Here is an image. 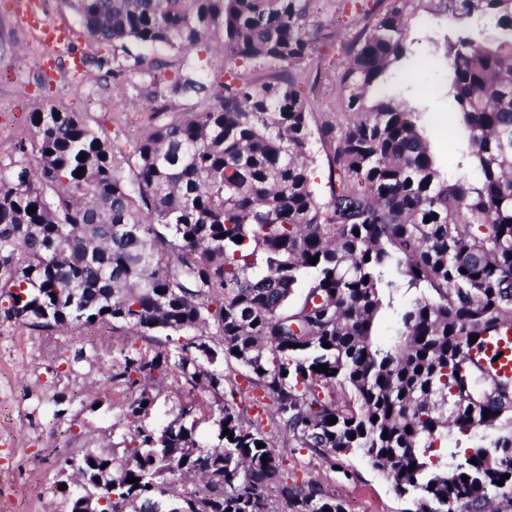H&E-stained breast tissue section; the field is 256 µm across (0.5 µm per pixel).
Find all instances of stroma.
<instances>
[{"label":"stroma","mask_w":512,"mask_h":512,"mask_svg":"<svg viewBox=\"0 0 512 512\" xmlns=\"http://www.w3.org/2000/svg\"><path fill=\"white\" fill-rule=\"evenodd\" d=\"M0 0V160L30 137L32 112L61 106L90 116L111 138L115 151H132L136 139L155 122L154 88L140 67L161 58L167 75L181 64L178 53L162 46L141 48V63L115 56L124 74L112 79L93 64L70 69L66 61L78 52L88 58L113 56L112 47L89 38L64 0H43L45 20L73 33L72 42L48 50L37 34L20 23ZM311 20L319 33L313 43L310 71L320 74L315 86H304L315 123L341 117L339 76L348 63V47L376 10L375 0H314ZM447 68L439 52L420 44L414 57L393 68L387 87L405 91L411 103L426 107L424 135L441 167L458 156L467 134L442 96ZM126 342L111 327L82 334L58 332L46 337L0 322V432L14 439V455L0 454V468L16 464L7 491L18 501L17 512H66L78 484L73 472H61L57 454L122 450L129 431L121 416L124 389L103 382L102 372L119 359ZM289 478L317 479L341 498L346 512H411L410 498L399 496L389 477L357 455L329 461L304 448L282 449Z\"/></svg>","instance_id":"stroma-1"}]
</instances>
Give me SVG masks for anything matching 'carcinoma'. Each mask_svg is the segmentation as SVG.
<instances>
[{
  "instance_id": "carcinoma-1",
  "label": "carcinoma",
  "mask_w": 512,
  "mask_h": 512,
  "mask_svg": "<svg viewBox=\"0 0 512 512\" xmlns=\"http://www.w3.org/2000/svg\"><path fill=\"white\" fill-rule=\"evenodd\" d=\"M310 2L68 0L90 38L137 64L142 47L214 42L227 60L280 69L255 83L187 67L154 94L156 123L127 155L86 114L51 106L0 163V320L48 335L110 325L129 341L166 339L111 367L129 393L133 447L66 459L83 477L68 512H274L272 486L280 512H345L317 481L288 482L279 441L367 459L413 512L512 507V379L494 369L498 353L472 355L512 326V0H377L386 9L356 35L339 77L350 119L319 128L325 198L298 80ZM420 11L449 21L433 43L468 131L446 173L423 112L385 90L418 42L407 22ZM385 308L399 325L388 343L373 335ZM220 353L246 370L247 387L208 368ZM172 376L213 395L229 430L217 443L195 438L194 399L176 425L142 423L155 399L148 382ZM257 389L274 436L250 418ZM192 472L201 487L179 490L175 477ZM309 153L315 160L316 174L314 185L319 194L323 197L328 195V167L325 152L322 145L316 139L309 145Z\"/></svg>"
}]
</instances>
